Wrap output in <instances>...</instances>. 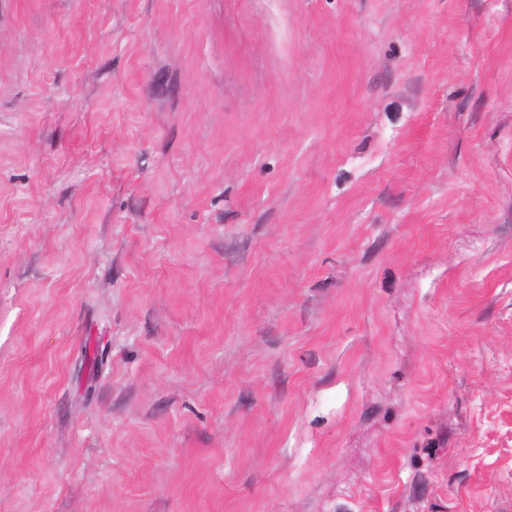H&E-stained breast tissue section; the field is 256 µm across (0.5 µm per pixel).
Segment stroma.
Returning <instances> with one entry per match:
<instances>
[{
  "instance_id": "35a3bbf8",
  "label": "stroma",
  "mask_w": 512,
  "mask_h": 512,
  "mask_svg": "<svg viewBox=\"0 0 512 512\" xmlns=\"http://www.w3.org/2000/svg\"><path fill=\"white\" fill-rule=\"evenodd\" d=\"M0 512H512V0H0Z\"/></svg>"
}]
</instances>
